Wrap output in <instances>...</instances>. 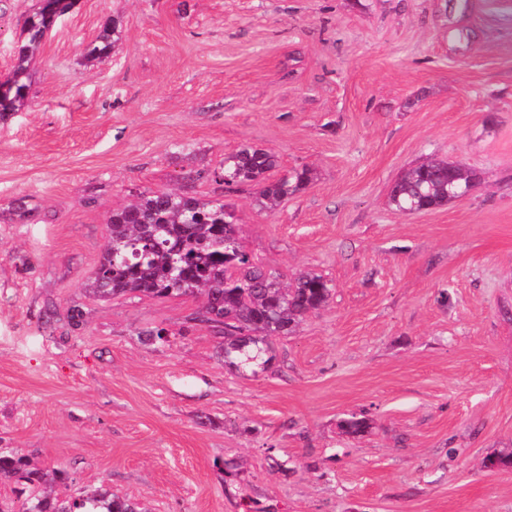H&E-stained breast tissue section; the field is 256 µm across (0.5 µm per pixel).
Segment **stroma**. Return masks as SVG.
Segmentation results:
<instances>
[{
  "label": "stroma",
  "mask_w": 512,
  "mask_h": 512,
  "mask_svg": "<svg viewBox=\"0 0 512 512\" xmlns=\"http://www.w3.org/2000/svg\"><path fill=\"white\" fill-rule=\"evenodd\" d=\"M41 6L0 0V80ZM23 81L0 120V450L148 512H512V465L485 466L512 454V0H77ZM244 142L313 182L274 214L225 189ZM426 159L483 180L395 211ZM144 188L223 199L283 283L331 281L268 369L225 364L202 295L85 291ZM121 31L119 25L112 21L105 23L96 38L90 44L88 54L93 57L107 55L115 43L120 39Z\"/></svg>",
  "instance_id": "1"
}]
</instances>
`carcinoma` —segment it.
Wrapping results in <instances>:
<instances>
[{"label":"carcinoma","mask_w":512,"mask_h":512,"mask_svg":"<svg viewBox=\"0 0 512 512\" xmlns=\"http://www.w3.org/2000/svg\"><path fill=\"white\" fill-rule=\"evenodd\" d=\"M48 28L43 11L28 17L26 39L15 48L12 101L0 104L4 118L23 106L25 87L19 83ZM120 27L105 23L88 54H108L120 39ZM275 153L242 144L224 156L217 175L228 187H258L264 209L274 211L289 195L310 182L307 170L274 179ZM464 171L446 161H425L391 186L390 204L398 211L432 210L448 204ZM239 218L219 199L205 200L166 190L146 189L135 200L106 216L109 244L85 289L108 300L129 294L164 298L201 293L203 309L194 320L224 338V358L239 368L266 367L272 361L267 339L286 336L311 312L323 307L332 293L330 282L317 273L285 286L279 277L254 260L238 236ZM13 481L15 498L0 499V512H148L142 505L101 487L83 496L60 495L55 484H67L61 469L31 467L22 455L0 452V481Z\"/></svg>","instance_id":"carcinoma-1"}]
</instances>
